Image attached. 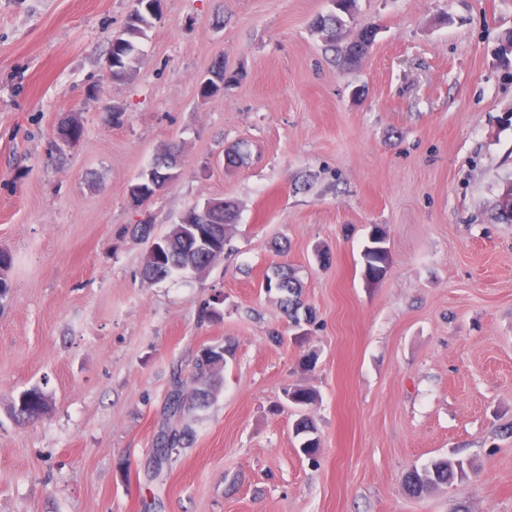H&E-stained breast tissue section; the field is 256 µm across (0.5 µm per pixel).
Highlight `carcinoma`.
<instances>
[{
	"label": "carcinoma",
	"instance_id": "1",
	"mask_svg": "<svg viewBox=\"0 0 512 512\" xmlns=\"http://www.w3.org/2000/svg\"><path fill=\"white\" fill-rule=\"evenodd\" d=\"M354 0H334L335 10L318 16L313 22V28L321 35L325 51L333 54L334 59L346 68H354L364 58V43L373 34V29L364 28L348 39L344 35L345 17L351 15ZM157 16L137 6L131 9L124 29L115 37L116 43L110 46L108 60L111 61L112 79L122 81L127 79L137 68L140 59V42L146 37ZM214 79L210 84L200 89L202 97L215 95L218 83L226 81L224 60L216 59L210 67ZM247 153L241 146H232L227 149L224 157L225 170L230 171L241 165ZM180 162L177 149L172 145H165L154 155L150 167L156 171L175 165ZM200 223L207 226L211 236L217 241L219 248H224V231L222 226L234 224L237 212L234 206L229 205L224 210L215 213L207 211L199 216ZM165 249L160 251L157 260L146 258L143 261L142 278L149 282L161 281L175 273H191L207 258L205 252L195 248L177 230L166 232ZM364 273L369 280L381 278L388 265L389 255L386 247L384 231L376 227L368 236L363 249ZM266 292L275 291L282 294L281 301L287 311H296L300 305L301 283L295 273L285 265L274 267L273 273L266 276L263 285ZM215 393V384L212 374L206 371L201 359H196L194 373L185 380L176 382L175 388L168 397V410L171 416L184 419L208 406ZM288 394L292 398V405L304 408L316 401L317 395L311 389L291 387ZM44 392L33 388L22 392L14 405L13 414L17 420L29 421L43 413ZM293 432L299 439L300 447L307 455L316 453L319 448V439L312 420L300 416L294 423ZM193 437L192 428L184 424L181 429L159 440L166 448H184ZM466 476L464 460L444 457L435 458L424 464L421 468L413 470L405 479L409 492L415 496L427 493L433 488L448 485L458 478Z\"/></svg>",
	"mask_w": 512,
	"mask_h": 512
}]
</instances>
